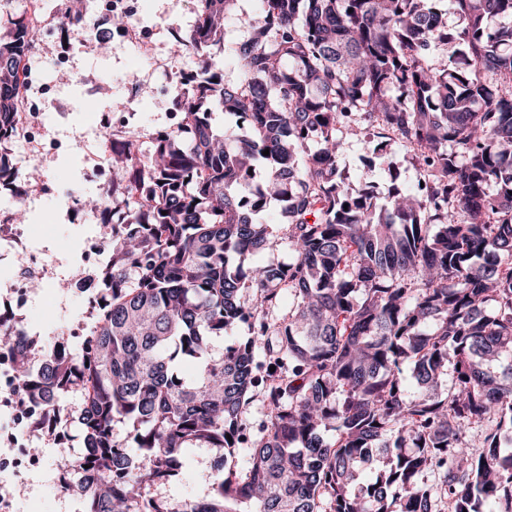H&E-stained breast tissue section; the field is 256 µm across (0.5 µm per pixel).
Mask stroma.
I'll return each instance as SVG.
<instances>
[{"label": "stroma", "instance_id": "stroma-1", "mask_svg": "<svg viewBox=\"0 0 512 512\" xmlns=\"http://www.w3.org/2000/svg\"><path fill=\"white\" fill-rule=\"evenodd\" d=\"M69 0H40L39 20L42 41L28 59L43 78L55 83L57 104L44 119L45 139L68 143L66 153L51 155L36 145L16 140L8 145L15 168L34 174L33 189L25 201L28 216L29 247L46 253L53 268L40 280L35 302L16 308V315L37 326L44 344H53L64 326L89 315L77 281L94 277L96 266L78 267L75 255L81 253L87 239L100 235L104 227L97 218L74 220L68 212L70 197H86L102 191V182L94 168L109 164L102 143L107 130L103 116L130 114L131 132L141 152L151 147L150 135L165 125L167 112L177 86L169 81L161 66L170 60L172 32L186 30L195 20V0H140L147 43L112 41L101 45L113 24L102 16L87 17L79 35L78 50L58 30V19ZM69 55L71 78L56 79L54 61ZM374 141L367 137L345 139L338 160V172L352 188L374 186L378 196H386L392 187H416L422 175L410 156L393 147L387 157L373 155ZM42 456V464L29 476L18 500L19 512H73L60 495L56 468L58 447L48 437L35 434L30 441ZM209 449L197 448L187 456L178 477L163 493L172 500L200 499L211 494Z\"/></svg>", "mask_w": 512, "mask_h": 512}]
</instances>
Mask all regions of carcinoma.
<instances>
[{
    "instance_id": "obj_1",
    "label": "carcinoma",
    "mask_w": 512,
    "mask_h": 512,
    "mask_svg": "<svg viewBox=\"0 0 512 512\" xmlns=\"http://www.w3.org/2000/svg\"><path fill=\"white\" fill-rule=\"evenodd\" d=\"M238 2L197 0L173 36L194 61L181 125L146 155L105 139L125 219L93 331L74 351L9 337L32 431L79 430L63 490L86 512H512V0H259L230 85L208 48ZM37 22L0 31V144ZM369 126L426 187L353 197L337 157ZM0 179L25 180L1 147ZM277 241L292 261L244 265ZM192 448L215 451L213 492L170 503Z\"/></svg>"
}]
</instances>
